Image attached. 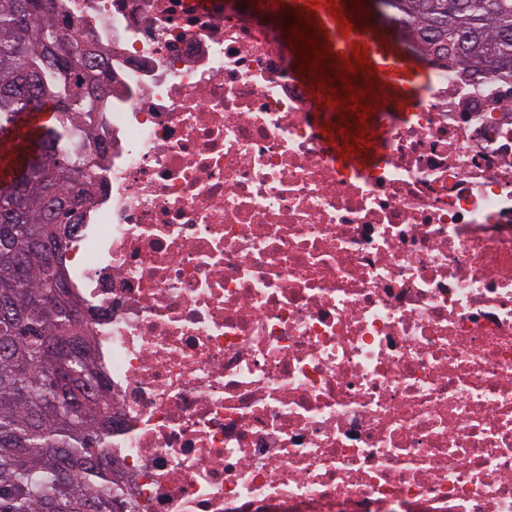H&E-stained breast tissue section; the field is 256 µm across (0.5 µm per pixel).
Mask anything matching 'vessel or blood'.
Returning <instances> with one entry per match:
<instances>
[{
    "instance_id": "b4317fda",
    "label": "vessel or blood",
    "mask_w": 512,
    "mask_h": 512,
    "mask_svg": "<svg viewBox=\"0 0 512 512\" xmlns=\"http://www.w3.org/2000/svg\"><path fill=\"white\" fill-rule=\"evenodd\" d=\"M309 7L310 17L316 25L314 33L318 39L327 41L331 53L328 62L352 53L354 45L365 47V56L371 65L359 68L352 83L364 88L365 77H372L378 105L398 113L414 111L426 97L432 76L421 62L395 40L388 29L365 22L354 24L352 30H342L326 7L313 4L312 0H262L261 8L255 9L256 19L273 18L281 23V35H288L295 9ZM296 79L308 90L307 106L313 112L329 111L328 100L332 94V81H321L319 76L308 71L296 70ZM350 130H364L368 140L358 151H347V141L336 132V121L326 123V135L322 141L333 159L340 166L365 168L377 158L378 146L385 135V129L373 119L359 120L358 116L348 119ZM46 119L40 112H23L8 124L0 126V187L8 189L19 183L26 173V161L38 146Z\"/></svg>"
}]
</instances>
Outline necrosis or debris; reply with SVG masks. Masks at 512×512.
<instances>
[{
  "instance_id": "4bbe7bcc",
  "label": "necrosis or debris",
  "mask_w": 512,
  "mask_h": 512,
  "mask_svg": "<svg viewBox=\"0 0 512 512\" xmlns=\"http://www.w3.org/2000/svg\"><path fill=\"white\" fill-rule=\"evenodd\" d=\"M103 69L61 249L135 512H512V69L340 167L223 0H57Z\"/></svg>"
}]
</instances>
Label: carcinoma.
I'll use <instances>...</instances> for the list:
<instances>
[{"label": "carcinoma", "instance_id": "cac0c4a2", "mask_svg": "<svg viewBox=\"0 0 512 512\" xmlns=\"http://www.w3.org/2000/svg\"><path fill=\"white\" fill-rule=\"evenodd\" d=\"M386 15L420 59L443 55L489 71L512 64V0H382ZM92 53L54 0H0V124L24 110L53 109L41 148L22 183L0 189V300L20 309L0 319V512H132L114 487L104 448L111 406L98 394L88 336L64 283L60 245L45 252L53 228H69L75 203L67 186L88 174L73 155V116L97 110L81 79ZM25 273H9L14 257ZM69 341L83 352L72 362Z\"/></svg>", "mask_w": 512, "mask_h": 512}]
</instances>
